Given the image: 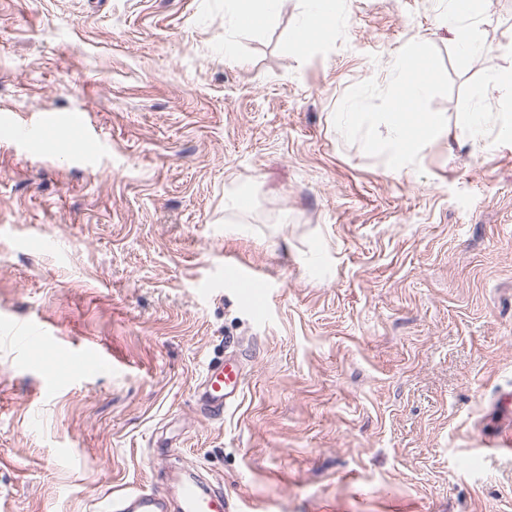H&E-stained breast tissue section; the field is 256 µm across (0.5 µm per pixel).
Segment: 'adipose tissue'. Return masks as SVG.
<instances>
[{"label":"adipose tissue","mask_w":512,"mask_h":512,"mask_svg":"<svg viewBox=\"0 0 512 512\" xmlns=\"http://www.w3.org/2000/svg\"><path fill=\"white\" fill-rule=\"evenodd\" d=\"M335 16L336 0H306L296 29L297 44L308 45L309 35L314 31L320 32L323 38H330L334 33L331 21ZM431 88V82L411 78L405 86L406 107L382 115V128L376 133L371 145L387 155L396 173H409L415 158L426 144L447 131V123L443 118L422 109Z\"/></svg>","instance_id":"ef3b65f1"}]
</instances>
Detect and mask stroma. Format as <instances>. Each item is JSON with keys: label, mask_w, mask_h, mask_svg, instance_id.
<instances>
[{"label": "stroma", "mask_w": 512, "mask_h": 512, "mask_svg": "<svg viewBox=\"0 0 512 512\" xmlns=\"http://www.w3.org/2000/svg\"><path fill=\"white\" fill-rule=\"evenodd\" d=\"M304 6L236 30L224 0H0V115L86 112L94 136L42 156L0 128V512H102L192 465L239 512H512V104L487 84L512 0L465 22L471 56L448 0H344L295 51ZM411 45L448 131L406 177L364 142ZM228 340L245 385L211 421L195 386ZM89 341L114 369L57 361ZM462 121L469 128L475 145L481 151L493 149L495 141H487L484 137V126L487 122V116L482 112H469L462 117ZM230 288L239 297H248L255 292L256 288H262V285L253 273L238 268L230 279Z\"/></svg>", "instance_id": "1"}]
</instances>
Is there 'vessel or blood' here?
I'll return each instance as SVG.
<instances>
[{"mask_svg": "<svg viewBox=\"0 0 512 512\" xmlns=\"http://www.w3.org/2000/svg\"><path fill=\"white\" fill-rule=\"evenodd\" d=\"M67 124L79 132H87V118L83 113L64 115L44 114L35 125L29 126L28 134L39 136L42 131ZM234 293L241 297L252 295L259 286L257 277L247 270L236 269L230 279ZM244 371L238 359H225L219 364H209L196 387V408L207 419H222L243 392ZM175 505L176 512H237L231 500L215 492L213 484L193 469L180 471L175 481L164 491H132L113 498L110 512H165L168 505Z\"/></svg>", "mask_w": 512, "mask_h": 512, "instance_id": "b4317fda", "label": "vessel or blood"}]
</instances>
